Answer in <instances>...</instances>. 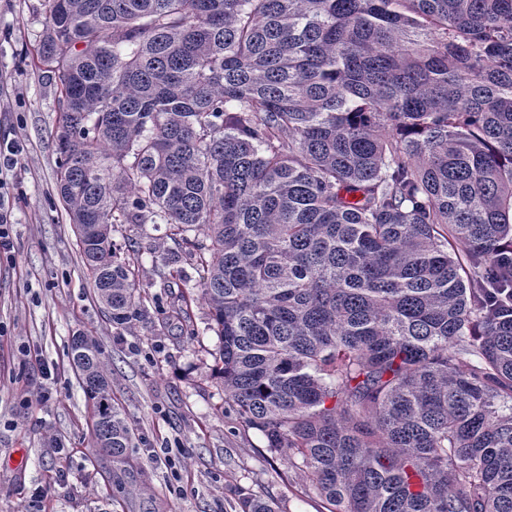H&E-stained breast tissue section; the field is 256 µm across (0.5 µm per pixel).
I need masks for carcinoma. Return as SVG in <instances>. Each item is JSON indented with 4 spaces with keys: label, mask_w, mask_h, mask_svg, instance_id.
<instances>
[{
    "label": "carcinoma",
    "mask_w": 512,
    "mask_h": 512,
    "mask_svg": "<svg viewBox=\"0 0 512 512\" xmlns=\"http://www.w3.org/2000/svg\"><path fill=\"white\" fill-rule=\"evenodd\" d=\"M57 193L112 324L162 221L213 376L329 512H512V0H43ZM92 445L133 433L69 345Z\"/></svg>",
    "instance_id": "obj_1"
}]
</instances>
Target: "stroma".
Masks as SVG:
<instances>
[{"instance_id": "35a3bbf8", "label": "stroma", "mask_w": 512, "mask_h": 512, "mask_svg": "<svg viewBox=\"0 0 512 512\" xmlns=\"http://www.w3.org/2000/svg\"><path fill=\"white\" fill-rule=\"evenodd\" d=\"M43 0H0V144H19L0 172L13 248L0 257V512H328L285 451L268 448L212 379L218 339L196 298L197 274H164L165 224H125L117 248L139 252L141 314L112 325L56 192L60 115L38 60ZM97 337L112 392L136 440L125 462L91 444L92 403L68 357L72 336Z\"/></svg>"}]
</instances>
